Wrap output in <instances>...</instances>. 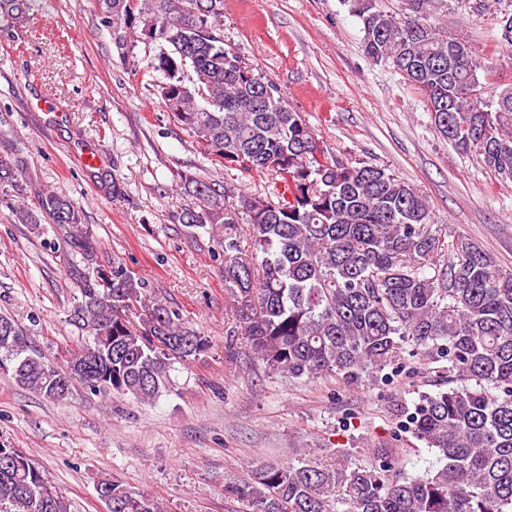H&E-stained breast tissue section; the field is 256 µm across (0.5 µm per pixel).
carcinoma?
Returning a JSON list of instances; mask_svg holds the SVG:
<instances>
[{"label": "carcinoma", "mask_w": 512, "mask_h": 512, "mask_svg": "<svg viewBox=\"0 0 512 512\" xmlns=\"http://www.w3.org/2000/svg\"><path fill=\"white\" fill-rule=\"evenodd\" d=\"M350 0L366 55L390 65L425 98L435 130L455 150L512 179V85L486 87L488 72L468 36L430 21L434 0ZM34 0H0L13 16ZM107 27L157 44L147 68L163 76L159 96L208 161L271 177L277 191L240 196L192 175L178 216L193 234L224 228V291L251 353L269 371L329 374L346 383L378 378L401 359L402 343L448 374L406 429L444 464L411 479L393 449L372 450L354 469L303 457L262 464L228 489L251 512H331L322 489L343 490L342 512H512V270L470 238L433 228L428 199L384 166L325 156L302 113L278 86L224 48V0H96ZM0 194L16 224L55 226L71 248L79 332L67 366L32 350L26 333L0 315V370L60 401L78 380L102 395L153 401L171 371L203 354L208 340L157 299L101 247L70 198L33 191L21 160L0 155ZM35 202L28 203L29 196ZM250 239L243 254L241 236ZM108 512H162L151 497L102 478ZM0 505L7 512H69L64 497L26 455L0 447Z\"/></svg>", "instance_id": "cac0c4a2"}]
</instances>
